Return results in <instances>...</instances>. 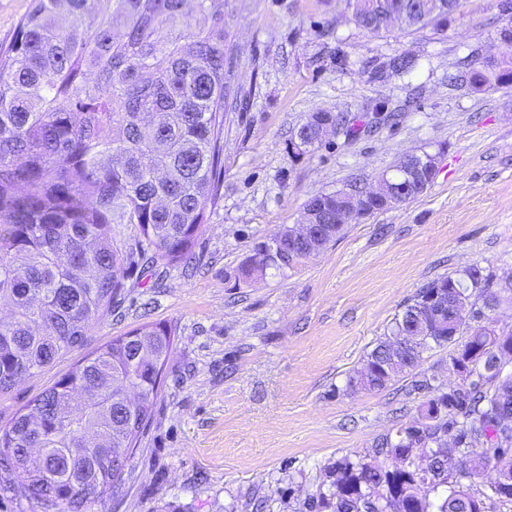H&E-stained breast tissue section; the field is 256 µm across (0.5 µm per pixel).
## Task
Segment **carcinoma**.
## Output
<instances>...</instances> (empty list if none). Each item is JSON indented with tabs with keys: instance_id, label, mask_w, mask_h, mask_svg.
<instances>
[{
	"instance_id": "1",
	"label": "carcinoma",
	"mask_w": 512,
	"mask_h": 512,
	"mask_svg": "<svg viewBox=\"0 0 512 512\" xmlns=\"http://www.w3.org/2000/svg\"><path fill=\"white\" fill-rule=\"evenodd\" d=\"M457 0H346L351 21L380 34L389 18L417 31L445 26ZM67 7L71 23H58ZM235 46L216 0H35L12 44L0 49V394L82 345L112 314L118 272L139 262L190 258L220 188L224 116L240 90ZM458 78L475 88L511 84L512 67L464 57ZM329 122L348 137L360 126L315 112L302 128ZM436 156L410 153L389 173L388 192L419 196L412 178L433 180ZM357 185L304 205L336 240ZM391 207L364 200L362 215ZM134 224L132 246L112 225ZM288 260L248 258L244 279L293 269L318 252L286 243ZM496 275L471 265L423 285L367 353L351 390L382 391L412 373L424 351L448 349V369L475 354L462 386L415 381L418 418L378 439L371 457L336 462L330 481L303 502L307 512H487L512 510V333L490 327L499 303ZM44 326L46 333L36 328ZM470 334L463 336V330ZM414 337L412 354L393 344ZM172 330L147 324L98 348L0 425V465L45 512H85L119 488L148 427ZM419 448L427 463L412 462ZM482 449L481 454L474 449ZM391 460L382 466L376 460ZM508 471L476 493L467 476Z\"/></svg>"
}]
</instances>
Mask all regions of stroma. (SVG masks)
<instances>
[{"label":"stroma","instance_id":"obj_1","mask_svg":"<svg viewBox=\"0 0 512 512\" xmlns=\"http://www.w3.org/2000/svg\"><path fill=\"white\" fill-rule=\"evenodd\" d=\"M224 24L245 100L224 123V178L192 257L122 269L111 315L83 345L0 395L4 424L112 337L172 327L124 482L87 512H302L337 460L371 453L415 417L412 378L462 382L435 348L383 391L348 389L404 302L471 264L512 279V87L454 78L471 49L512 55L504 0H458L446 27L377 36L343 0H226ZM400 54L417 58L411 75L388 69ZM320 110L394 118L305 148L297 130ZM414 150L439 156L422 195L349 224L294 269L241 278L312 196L370 188Z\"/></svg>","mask_w":512,"mask_h":512}]
</instances>
